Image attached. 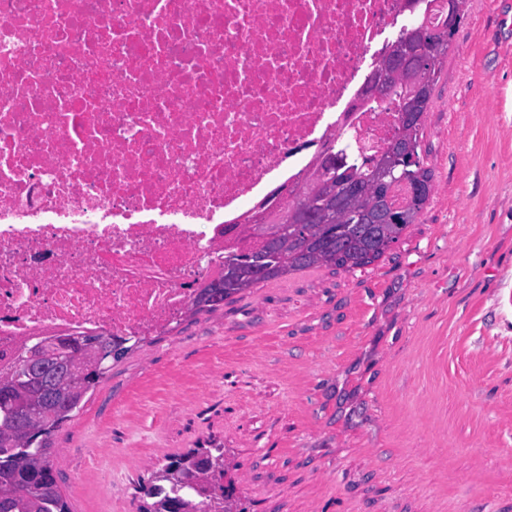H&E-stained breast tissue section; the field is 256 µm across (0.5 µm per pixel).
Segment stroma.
I'll use <instances>...</instances> for the list:
<instances>
[{
    "mask_svg": "<svg viewBox=\"0 0 512 512\" xmlns=\"http://www.w3.org/2000/svg\"><path fill=\"white\" fill-rule=\"evenodd\" d=\"M432 192L373 264L188 311L53 432L71 512L220 448L235 512H512V0H467L431 91Z\"/></svg>",
    "mask_w": 512,
    "mask_h": 512,
    "instance_id": "1",
    "label": "stroma"
}]
</instances>
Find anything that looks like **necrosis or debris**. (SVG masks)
Instances as JSON below:
<instances>
[{
	"instance_id": "1",
	"label": "necrosis or debris",
	"mask_w": 512,
	"mask_h": 512,
	"mask_svg": "<svg viewBox=\"0 0 512 512\" xmlns=\"http://www.w3.org/2000/svg\"><path fill=\"white\" fill-rule=\"evenodd\" d=\"M442 0H0V354L156 336L340 148L399 122L368 80Z\"/></svg>"
}]
</instances>
